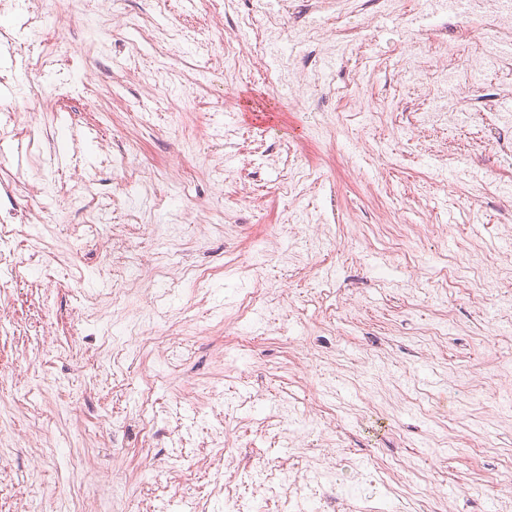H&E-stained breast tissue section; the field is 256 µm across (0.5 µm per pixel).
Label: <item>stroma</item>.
I'll list each match as a JSON object with an SVG mask.
<instances>
[{
	"label": "stroma",
	"mask_w": 512,
	"mask_h": 512,
	"mask_svg": "<svg viewBox=\"0 0 512 512\" xmlns=\"http://www.w3.org/2000/svg\"><path fill=\"white\" fill-rule=\"evenodd\" d=\"M73 4L56 70L32 68L33 45L0 55L12 70L0 99L53 79L72 88L55 110L24 105L20 135L0 143V179L13 185L0 211L49 214L7 243L42 252L40 274L0 275V512H106L124 483L117 512H183L186 497L194 512H225L219 482L238 488L244 512H297L256 485L277 469L285 490L300 488L329 455L346 484L351 465L378 466L395 490L390 512H415L420 498L492 512L512 498V336L492 335L487 318L489 303L512 297V209L495 195L512 160L487 147L447 171L435 133L408 125L437 67L419 25L368 0L356 17L367 48L341 46L326 78L291 94L275 60L254 70L224 55L225 27L263 15L266 0H218L211 26L201 0ZM335 15L286 0L282 51L301 57ZM116 18L106 46L93 44L89 25ZM404 44L415 64L398 74L389 59ZM93 66L107 78L89 95L79 86ZM152 76L149 99L137 80ZM469 94L512 113V51ZM12 120L0 112V127ZM301 143L337 163L297 161L289 148ZM178 154L188 196L162 171ZM451 173L464 186L453 202ZM95 198L106 223L88 222ZM176 212L181 241L158 259L148 227ZM306 224L328 226L326 245L302 240ZM269 231L296 240L294 255L237 277ZM231 280L269 302L263 327L237 321ZM172 331L186 358L171 368L160 338ZM147 386L168 432L166 453L151 457ZM319 396L321 431L299 435L276 416L284 401L302 417Z\"/></svg>",
	"instance_id": "stroma-1"
}]
</instances>
